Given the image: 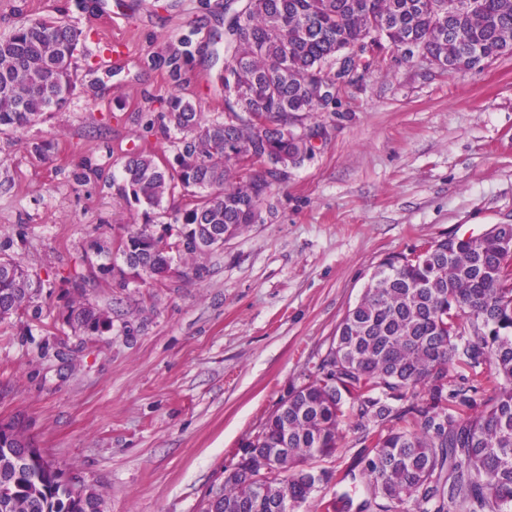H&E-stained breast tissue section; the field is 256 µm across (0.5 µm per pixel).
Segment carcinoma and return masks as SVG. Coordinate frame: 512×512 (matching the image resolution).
I'll list each match as a JSON object with an SVG mask.
<instances>
[{
    "mask_svg": "<svg viewBox=\"0 0 512 512\" xmlns=\"http://www.w3.org/2000/svg\"><path fill=\"white\" fill-rule=\"evenodd\" d=\"M462 26L448 20V0H241L224 14V120H203L179 88L194 58L191 36L156 64L173 84L168 123L181 133L173 163L144 153L122 165L119 195L161 210L184 199L173 223L205 238L219 224L234 238L259 223V205L288 180L244 170L248 158L298 167L311 154L297 137L313 113L336 100L318 87L335 83L332 66L368 41L397 51L410 42L471 70L512 55V0H476ZM88 33L59 19L22 22L0 35V134L24 130L62 107L77 89L75 57ZM512 224L476 237L429 242L418 260L386 258L361 300L342 318L327 355L307 381L262 423L243 448L278 450L270 469L242 459L209 493L216 512H299L336 470L348 430L365 446V498L357 512H388L413 501L416 512H512ZM126 259L142 275L165 279L177 258L201 279L198 257L217 250L190 237L153 241L132 224ZM41 282L15 258L0 256V322L35 306ZM70 320L87 335L110 327L107 312L80 301ZM457 383L448 389V370ZM101 497L83 487L76 500L61 479L27 464L18 448L0 445V512H86ZM342 494L321 512H350Z\"/></svg>",
    "mask_w": 512,
    "mask_h": 512,
    "instance_id": "cac0c4a2",
    "label": "carcinoma"
}]
</instances>
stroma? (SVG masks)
Returning <instances> with one entry per match:
<instances>
[{
    "label": "stroma",
    "mask_w": 512,
    "mask_h": 512,
    "mask_svg": "<svg viewBox=\"0 0 512 512\" xmlns=\"http://www.w3.org/2000/svg\"><path fill=\"white\" fill-rule=\"evenodd\" d=\"M0 0V34L56 17L89 34L78 92L27 130L0 135V248L40 278L39 313L0 323V424L104 500L106 512H199L259 424L326 355L385 258L426 240L512 224V56L442 72L390 48L363 52L307 125L313 155L261 204V223L156 283L88 289L112 324L75 332L67 276L91 240L115 264L133 212L106 176L135 150L172 156L178 132H145L171 84L150 59L224 0ZM120 54L104 52L108 36ZM212 32L180 89L224 116ZM45 144L43 155L32 146Z\"/></svg>",
    "instance_id": "stroma-1"
}]
</instances>
